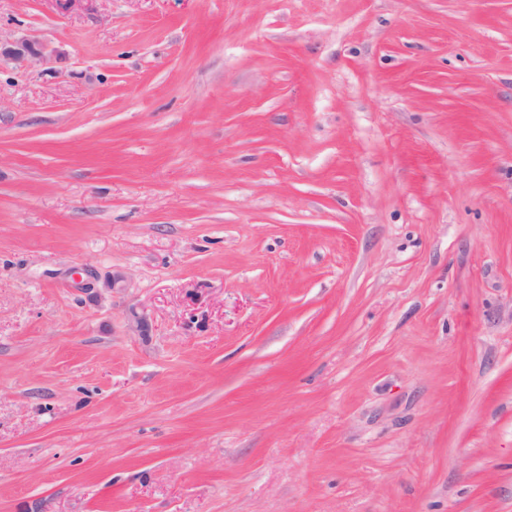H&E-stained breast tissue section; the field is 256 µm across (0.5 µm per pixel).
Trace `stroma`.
<instances>
[{
	"instance_id": "1",
	"label": "stroma",
	"mask_w": 512,
	"mask_h": 512,
	"mask_svg": "<svg viewBox=\"0 0 512 512\" xmlns=\"http://www.w3.org/2000/svg\"><path fill=\"white\" fill-rule=\"evenodd\" d=\"M16 35L0 512H512V0H0ZM7 58L23 64L31 59L43 58L41 45L26 36L2 41L0 38V59Z\"/></svg>"
}]
</instances>
